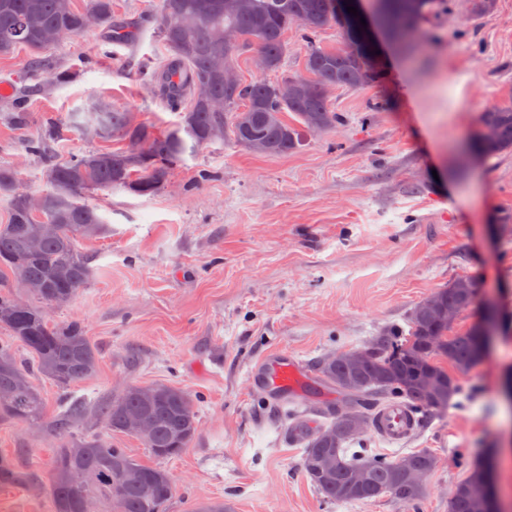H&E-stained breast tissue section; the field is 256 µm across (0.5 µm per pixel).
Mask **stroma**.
<instances>
[{
	"instance_id": "obj_1",
	"label": "stroma",
	"mask_w": 512,
	"mask_h": 512,
	"mask_svg": "<svg viewBox=\"0 0 512 512\" xmlns=\"http://www.w3.org/2000/svg\"><path fill=\"white\" fill-rule=\"evenodd\" d=\"M156 6L112 0L116 16L144 21L134 40L91 27L48 49L39 70L25 51L0 55V82L13 86L0 100V166L31 193L50 186L29 138L56 127L59 159L106 144L71 128V112L105 103L162 129L179 122L180 110L147 78L170 55L149 20ZM378 48L384 80L336 90L341 124L311 133L301 150L264 156L217 141L187 151L156 194L105 188L84 197L108 233L81 242L92 277L52 318L84 325L99 366L65 391L44 378L37 385L48 419L82 403L77 430L88 435L105 430L97 408L129 387L191 392L198 428L165 463L178 483L168 512H190L196 501L226 512H449L451 490L491 453L501 512H512V403L501 391L512 372V236L494 227L512 212V150L490 159L473 151L482 112L512 100V0H497L487 17L471 16L468 0H448L415 40L382 38ZM50 68L69 81L50 82ZM20 101L23 126L11 119ZM466 274L480 287L454 332L481 323L490 306L499 323L482 360L458 376L465 397L401 444L366 438L372 455H434L420 506L385 495L323 501L253 369L287 355L302 366L305 404L336 400L315 360L365 347ZM60 445L48 429L0 422V455L25 477L0 486V512H54L50 472Z\"/></svg>"
}]
</instances>
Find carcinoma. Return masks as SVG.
I'll use <instances>...</instances> for the list:
<instances>
[{"label": "carcinoma", "instance_id": "obj_1", "mask_svg": "<svg viewBox=\"0 0 512 512\" xmlns=\"http://www.w3.org/2000/svg\"><path fill=\"white\" fill-rule=\"evenodd\" d=\"M340 0H252L246 11L233 7L230 0H158L157 34L170 51L158 71L150 75L155 88L174 107L186 104L181 121L159 131L147 120L135 121L131 113L95 105L85 112H74L70 123L79 130L95 125L105 136L125 142L120 149L104 148L52 159V131L30 140L33 154L49 159L46 177L52 191L44 194L41 221L59 225V231L43 240L36 255L28 253L26 241L35 231L26 201L14 192V170L0 168V193L10 196V219L0 224V276L21 285H35L27 304L18 307L7 287L0 289V324L28 349L31 359H18L11 349L0 347V420L38 427L45 423L46 411L35 384L39 378L67 389L92 377L99 355L84 326L78 322L54 323L43 309L51 304L69 303L92 275L90 257L77 242L96 239L105 233L104 220L96 210L82 202L87 193L108 187H121L138 195H154L170 181L173 166L187 151L218 141L214 131L224 129V137L241 145L249 137L265 143V154L280 156L304 146L307 133L320 127L331 129L341 121L330 101L338 88L358 89L381 82L384 68L365 45L354 15ZM442 0H389L385 23L395 31L418 24L436 15ZM94 9L100 23L114 24L112 0H87L83 8L69 14L57 10L56 0H0V55L21 48L29 54V66L43 68L40 54L47 50L26 25L34 14L45 25L65 37L81 30L83 13ZM337 27L343 44L337 48L319 47L317 34ZM301 30L307 43L302 70L288 72L280 80L259 79L238 87L211 78V61L222 53L233 65L240 55L260 51L270 70L279 71L288 54V29ZM224 29L235 43L220 46L213 31ZM295 87L293 97L284 99L276 91L279 82ZM323 90L306 94L308 83ZM205 88L213 98L224 101V110L213 111L197 97ZM481 126H493L497 138H476L482 155L512 149V104L494 107L481 114ZM478 280L461 276L448 287L435 292L440 304L463 312L476 297ZM409 330L391 327L373 337L368 344L371 357L353 367V350L329 353L314 368L321 380L336 389L339 398L315 412L327 418L322 425L304 435L295 425L307 415L298 409H285L288 397L278 398V427L303 445L301 469L312 485L330 503H351L391 494L407 504H418L427 486L412 484L404 475L399 460L354 451L363 445L364 435L352 430V419L343 408L354 412L372 428L376 411L392 402L408 405L423 421L442 417L454 397L463 394L458 380L448 372L453 367L464 372L480 362L478 336L469 330L449 335L453 324L440 319L417 304L407 320ZM134 412L147 415L153 423L150 439L142 442L150 455L166 461L189 447L197 430V407L192 395L175 386H153L152 399L144 402L132 390L100 408L109 432H125V417ZM83 411L71 408L57 417L51 430L62 441L52 463L51 492L55 512H86V506L100 501L112 504V512H165L175 497L176 482L166 469L149 465L123 448L112 447L103 434H77L74 421ZM416 469L430 473L433 455L415 451L406 455ZM98 474L94 484L84 480L86 472ZM364 481L356 483L359 476ZM126 484L124 497L112 501V482Z\"/></svg>", "mask_w": 512, "mask_h": 512}]
</instances>
